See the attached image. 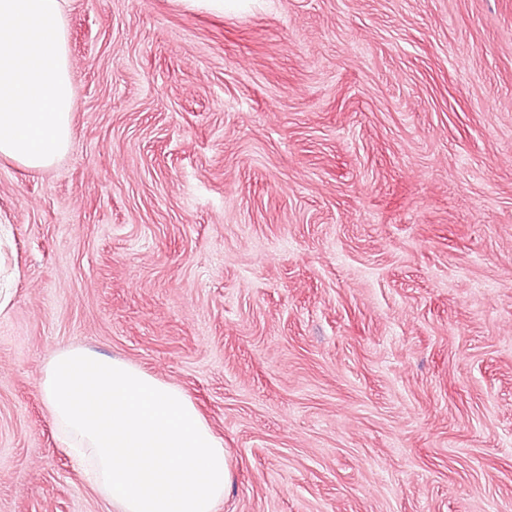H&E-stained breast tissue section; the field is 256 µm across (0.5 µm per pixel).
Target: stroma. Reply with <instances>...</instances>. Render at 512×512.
<instances>
[{"label": "stroma", "instance_id": "obj_1", "mask_svg": "<svg viewBox=\"0 0 512 512\" xmlns=\"http://www.w3.org/2000/svg\"><path fill=\"white\" fill-rule=\"evenodd\" d=\"M73 140L0 158V512H115L40 381L181 388L216 512H512V0H66Z\"/></svg>", "mask_w": 512, "mask_h": 512}]
</instances>
